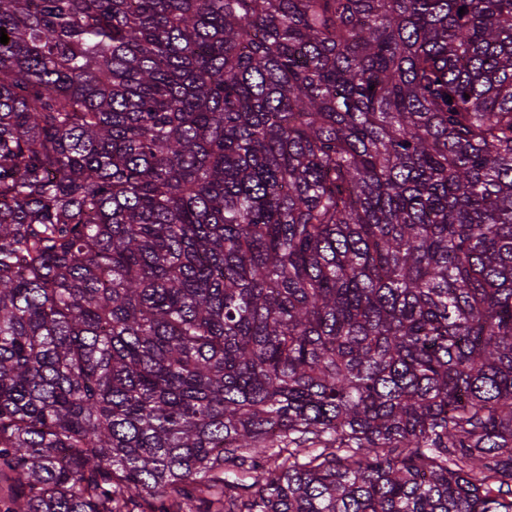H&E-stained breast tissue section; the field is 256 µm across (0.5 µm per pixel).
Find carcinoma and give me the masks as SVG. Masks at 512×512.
Here are the masks:
<instances>
[{"instance_id": "1", "label": "carcinoma", "mask_w": 512, "mask_h": 512, "mask_svg": "<svg viewBox=\"0 0 512 512\" xmlns=\"http://www.w3.org/2000/svg\"><path fill=\"white\" fill-rule=\"evenodd\" d=\"M0 28V512H512V0Z\"/></svg>"}]
</instances>
